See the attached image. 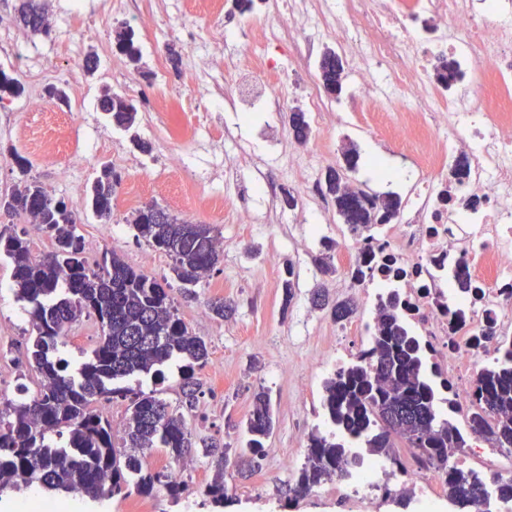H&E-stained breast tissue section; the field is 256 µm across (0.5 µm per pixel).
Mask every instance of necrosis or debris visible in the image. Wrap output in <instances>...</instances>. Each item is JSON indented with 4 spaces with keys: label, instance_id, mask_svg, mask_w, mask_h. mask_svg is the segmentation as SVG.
Segmentation results:
<instances>
[{
    "label": "necrosis or debris",
    "instance_id": "necrosis-or-debris-1",
    "mask_svg": "<svg viewBox=\"0 0 512 512\" xmlns=\"http://www.w3.org/2000/svg\"><path fill=\"white\" fill-rule=\"evenodd\" d=\"M286 10L225 58V96L250 111L247 77L262 91L259 107L288 111L292 92L267 46L285 41L309 59L330 39L358 89L353 111L398 109L394 138L419 147L414 195L395 221L374 238L343 239L344 279L364 316L356 348L336 352L362 357L379 304L396 292L435 377L468 416L473 376L512 344V0H287ZM449 60L458 77L447 88L436 71ZM416 454L401 449L398 467L365 457L349 467L340 512L391 500L396 482L434 508L446 494L442 471ZM462 458L512 479L511 451L478 443L449 453V466Z\"/></svg>",
    "mask_w": 512,
    "mask_h": 512
}]
</instances>
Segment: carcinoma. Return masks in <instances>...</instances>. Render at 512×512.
<instances>
[{"mask_svg": "<svg viewBox=\"0 0 512 512\" xmlns=\"http://www.w3.org/2000/svg\"><path fill=\"white\" fill-rule=\"evenodd\" d=\"M19 16L33 32L45 27V10L36 0H23ZM115 39L131 61L141 60L132 28L120 29ZM317 71L324 92H330L342 83L341 56L326 50L317 61ZM0 92L17 97L23 87L0 70ZM100 106L117 128L125 132L134 128L138 108L132 100L107 92ZM290 128L297 141L308 140L305 113H292ZM19 169L24 179L0 199V206L9 215L33 217L52 238L53 247L35 259L26 238L0 231V258L12 265L16 296L29 305L33 338L27 355L40 376L39 395L8 404V420L0 429V489L37 484L96 501L120 493L127 497L134 491L149 495L161 487L177 500L186 487L163 471L143 468L141 453L165 448L177 460L199 444L214 468V478L202 495L214 507H224L228 446L212 437L194 440L184 415L170 410L166 401L115 385L137 373L162 379L161 366L180 357L184 360L182 390L191 409L201 393L196 371L209 359L205 341L192 334L174 312L170 284L160 283L109 252L90 267L77 232L76 213L64 200L52 198L41 184L26 179V167ZM119 180L112 166L105 164L86 187L87 203L101 221L112 220V194ZM326 188L342 223L367 235L381 224L392 223L402 204L394 194L376 203L335 170ZM132 224L137 238L171 259L172 271L184 285L197 284L219 260L216 237L208 224H188L156 204L136 209ZM84 317L96 320L100 336L74 375L67 360L58 355L59 346L70 327ZM428 363L397 296L391 295L379 307L367 363L352 362L326 380L324 416L335 427L336 436L331 440L317 434L309 437L306 462L288 489V500L306 496L326 477L345 476L352 462L351 448L359 444L396 464L398 440L443 465L448 462V449L466 447L458 427L437 412V391L427 377ZM472 395L471 433L497 448H512V350L477 373ZM128 396L131 411L123 425L121 447L130 452L124 453L117 450L112 426L96 405ZM273 425L269 395L260 390L253 396L246 421L251 464L259 465L264 457ZM444 474L448 498L462 512H484L488 478L457 467Z\"/></svg>", "mask_w": 512, "mask_h": 512, "instance_id": "carcinoma-1", "label": "carcinoma"}]
</instances>
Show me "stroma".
I'll list each match as a JSON object with an SVG mask.
<instances>
[{
	"mask_svg": "<svg viewBox=\"0 0 512 512\" xmlns=\"http://www.w3.org/2000/svg\"><path fill=\"white\" fill-rule=\"evenodd\" d=\"M119 11H108L104 0H85V12H70V0H45L48 27L34 33L19 20L21 0H0V35L15 34L17 41L10 55L0 54V69L17 78L24 87L23 96L0 101V196L10 193L19 182L20 172L13 152L21 144L10 130L25 119L26 94L44 92L51 85L63 89L67 109L77 118L93 117L95 130L89 131L95 159L84 167L82 179L94 178L103 164H111L121 183L112 196V221L122 225L123 235L112 245L127 264L141 268V244L131 224L133 214L124 204L125 185L134 177L139 162L160 159L168 150L165 132L145 123L147 113L157 109V84L165 82L167 91L178 99L180 121H188L197 100L204 93L194 75L181 65L191 43L187 31L203 26L205 16L184 14L182 0H120ZM153 10L160 12L162 24L139 35L142 59L127 63L125 78L129 89H121L110 64L119 57L114 35L116 29L132 23L133 15ZM95 55L98 66L86 72L83 56ZM124 92L138 108V123L126 133L110 123L100 109L103 92ZM396 113L351 112L344 119L327 115L325 124L312 125L310 143L324 142L329 153L314 173L315 195L295 206L285 196L291 190L290 178L299 167L288 164L295 148L290 145L288 115L284 112H257L245 120L232 105L223 104L213 115L211 132L222 133L233 148V169L217 165L205 149L190 144L183 151L197 177L224 194V220L214 224L223 236L225 247L210 276L191 288H183L171 270V260L156 253L148 275L167 279L172 284L174 306L188 328L207 344L211 362L221 363L222 376L209 369L198 371L202 393L194 408H187L181 391L180 359H172L165 368L163 383H155L147 374L124 378L125 386L144 393H156L174 411L183 413L195 436L215 437L229 447L232 461L224 474L227 496L223 512H336L335 479L329 478L309 495L289 500L288 489L294 483L296 469L285 466L289 452L299 438L312 432L328 435L316 416L324 398V382L332 377L335 366L318 374L310 367L325 359L336 344L352 345L350 322H336L329 310L313 308L311 290L322 284L330 299L350 297L336 270L321 271L314 262L321 243L341 241L347 230L336 214L333 196L325 189V171L342 166L346 146L357 151L372 147L394 160L397 168L408 169L418 158V148L408 141H394L390 131ZM149 145L140 151L132 137ZM268 186L259 194L255 182ZM143 202L158 203L179 219L191 224L211 222L208 210L182 183L166 185L163 194L145 191ZM253 211V224L237 221L240 210ZM212 223V222H211ZM292 282L293 298L285 300L283 284ZM231 303L234 311L227 318L215 317L208 305L215 299ZM27 303L19 300L11 265L0 260V379L9 386L0 398L6 402L20 399L21 389H35L37 374L26 360L31 334ZM72 340L60 348L71 371H78L95 346L99 330L94 319L73 324ZM268 392L275 419L272 435L265 443V456L258 469L239 472L236 463L246 446L245 422L252 408L254 393ZM182 482L186 487L179 502H172L165 490H156L146 499L149 512H214L205 501L202 489L210 482L212 471L201 449H193L181 459Z\"/></svg>",
	"mask_w": 512,
	"mask_h": 512,
	"instance_id": "obj_1",
	"label": "stroma"
}]
</instances>
